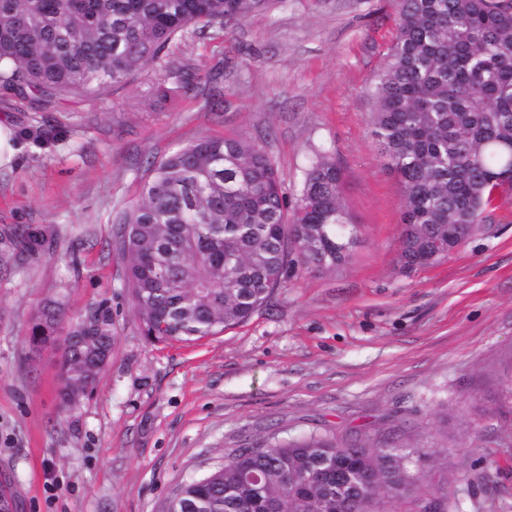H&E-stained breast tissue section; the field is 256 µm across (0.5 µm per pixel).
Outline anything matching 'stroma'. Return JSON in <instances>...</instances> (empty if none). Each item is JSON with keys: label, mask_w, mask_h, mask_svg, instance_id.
Returning <instances> with one entry per match:
<instances>
[{"label": "stroma", "mask_w": 512, "mask_h": 512, "mask_svg": "<svg viewBox=\"0 0 512 512\" xmlns=\"http://www.w3.org/2000/svg\"><path fill=\"white\" fill-rule=\"evenodd\" d=\"M397 0H268L176 38L99 96L44 101L0 89L19 137L0 168V479L17 512H164L185 481L239 449L316 433L397 441L437 460L384 512H512V197L483 232L414 271L398 263L403 194L371 134L370 90ZM196 75L175 100L153 83ZM233 135L273 159L289 202L332 152L359 226L351 260L288 276L224 333L159 343L143 333L114 247L148 161ZM36 231L29 247L21 229ZM116 338L96 390L60 408L58 354L27 336L61 302L68 331L94 303Z\"/></svg>", "instance_id": "35a3bbf8"}]
</instances>
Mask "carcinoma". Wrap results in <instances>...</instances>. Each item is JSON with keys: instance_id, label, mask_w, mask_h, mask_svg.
Returning <instances> with one entry per match:
<instances>
[{"instance_id": "cac0c4a2", "label": "carcinoma", "mask_w": 512, "mask_h": 512, "mask_svg": "<svg viewBox=\"0 0 512 512\" xmlns=\"http://www.w3.org/2000/svg\"><path fill=\"white\" fill-rule=\"evenodd\" d=\"M263 0H0V88L45 100L102 95L191 28L226 24ZM372 135L404 197L399 260L467 239L512 194V0H399L395 35L371 89ZM116 249L145 336L188 342L250 319L290 270L334 271L358 240L335 160L315 155L294 207L265 150L234 136L195 140L149 164L119 219ZM60 307L29 341L54 344ZM97 338L61 349V406L76 408L112 352L111 307ZM429 457L394 441L340 446L311 434L244 448L180 486L165 512H375L416 484Z\"/></svg>"}]
</instances>
